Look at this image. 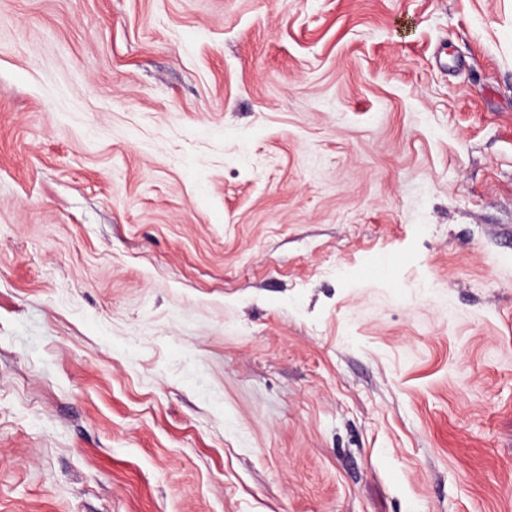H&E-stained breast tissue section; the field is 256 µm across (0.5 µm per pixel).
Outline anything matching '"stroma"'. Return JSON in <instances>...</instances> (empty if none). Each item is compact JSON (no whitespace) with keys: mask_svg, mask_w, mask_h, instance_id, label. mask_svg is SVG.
<instances>
[{"mask_svg":"<svg viewBox=\"0 0 512 512\" xmlns=\"http://www.w3.org/2000/svg\"><path fill=\"white\" fill-rule=\"evenodd\" d=\"M0 512H512V0H0Z\"/></svg>","mask_w":512,"mask_h":512,"instance_id":"obj_1","label":"stroma"}]
</instances>
